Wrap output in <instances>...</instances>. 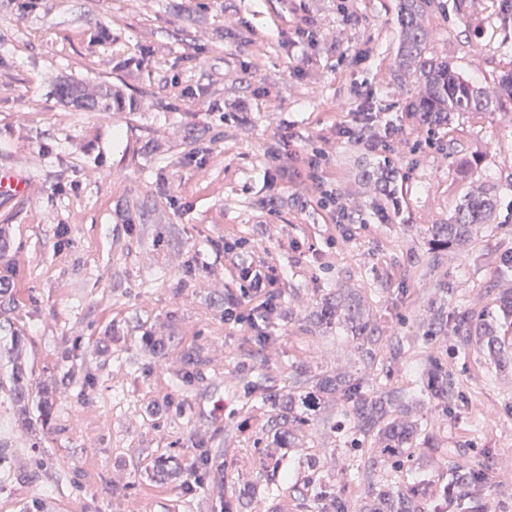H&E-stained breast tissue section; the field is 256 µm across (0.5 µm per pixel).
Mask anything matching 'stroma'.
<instances>
[{
	"mask_svg": "<svg viewBox=\"0 0 512 512\" xmlns=\"http://www.w3.org/2000/svg\"><path fill=\"white\" fill-rule=\"evenodd\" d=\"M397 0H0V169L29 181L0 194V308L28 336L25 358L54 407L41 435L49 478L20 480L33 454L9 404L13 450L0 471V512L43 499L52 512H318L303 463L317 457L352 512L396 480L419 512H435L450 474L483 463L512 487V359L468 343L457 299L496 310L512 277V100L464 112L428 133L398 77ZM503 0H435L430 53L464 78L512 69V11ZM313 39H305V32ZM109 82L139 101L102 119L63 107L58 76ZM394 127L404 212L374 219L366 164L381 160L343 136L364 102ZM324 158L318 170L305 159ZM495 188L496 221L442 252L432 279H407L431 224L464 195ZM272 261L269 342L225 323L242 304L240 259ZM363 295L386 348L378 381L411 390L408 409L432 438L395 477L365 448L321 424L293 428L267 458L280 411L272 393L312 375L355 372L351 339L312 328L309 311L344 289ZM447 307L448 327L433 329ZM448 365L451 400L421 392L411 346ZM202 360L185 366L188 352ZM217 452L224 486L196 478L200 449ZM176 458L163 481L144 469ZM359 465L372 484H350Z\"/></svg>",
	"mask_w": 512,
	"mask_h": 512,
	"instance_id": "35a3bbf8",
	"label": "stroma"
}]
</instances>
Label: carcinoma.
Here are the masks:
<instances>
[{
  "mask_svg": "<svg viewBox=\"0 0 512 512\" xmlns=\"http://www.w3.org/2000/svg\"><path fill=\"white\" fill-rule=\"evenodd\" d=\"M434 0H397L396 23L399 47L396 65L398 70L413 75L417 95L408 110L417 115L428 129L448 128L455 112H493L501 97L512 99V71L504 73L494 82L496 93L486 94L487 86L476 85L456 74L448 62L427 55L430 34L423 25V18ZM58 97L72 108L83 112H134L138 100L128 97L118 87L100 83L86 87L78 82L62 80L57 84ZM357 134L368 145L381 144L385 152L382 162L367 171L364 177L373 182L376 196L371 208L374 217L382 224L400 214L401 192L396 185L391 139L379 124V116L372 107L365 105L356 113ZM496 195L484 190L470 194L456 205L448 220L433 224L428 229L427 262H417L423 271L435 265L439 253L463 243L478 232V226L489 224L496 214ZM309 320L318 325L336 324L352 340L363 368L350 375L331 379H314L311 386L301 392H290L278 403L281 411L282 430L266 438L267 447H290L289 428L308 425L317 420L322 400L327 394H336V401L344 408L351 422L347 426L356 442L370 441V453L380 458L385 466L397 467L404 459L412 457L411 448L419 439L418 421L401 422L394 417L400 410L404 391L393 390L370 377L369 363L373 359V346L380 342L370 325L369 313L362 300L353 295L336 293L325 299L324 305L309 314ZM512 322L502 323L493 313L481 318L479 326L469 333L474 344L495 358L512 350L509 330ZM26 337L13 328L10 336H0V397L10 400L16 407L27 429L46 425L50 419L52 400L48 388L33 383L32 372L22 360ZM426 391L448 397L452 383L443 366L430 361L423 380ZM307 486L317 489L320 501L327 502L330 512H349V506L336 494V486L319 475V463L306 461ZM180 471V464L173 458H157L147 468L156 479L168 478ZM487 479L483 468L470 467L457 471L448 479L447 488L439 496L438 512H459L468 500L480 498L486 489ZM360 512H415L410 495L401 488L386 489L368 501Z\"/></svg>",
  "mask_w": 512,
  "mask_h": 512,
  "instance_id": "cac0c4a2",
  "label": "carcinoma"
}]
</instances>
